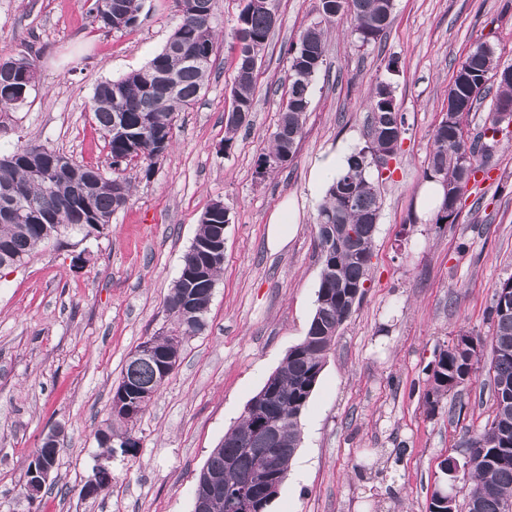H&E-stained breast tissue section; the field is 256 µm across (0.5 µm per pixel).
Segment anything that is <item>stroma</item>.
Instances as JSON below:
<instances>
[{
	"instance_id": "1",
	"label": "stroma",
	"mask_w": 512,
	"mask_h": 512,
	"mask_svg": "<svg viewBox=\"0 0 512 512\" xmlns=\"http://www.w3.org/2000/svg\"><path fill=\"white\" fill-rule=\"evenodd\" d=\"M243 0H217L216 67L194 106L178 114L173 144L151 176L132 175L129 203L103 233L62 236L17 268L0 269V512H193L197 476L250 399L307 333L319 283L315 217L324 187L315 165L365 146L370 96L390 83L405 118L380 179L382 207L365 294L340 328L301 416L302 441L267 512H427L450 480L444 458L492 411L484 394L490 353L472 385L429 407L439 354L458 336L489 340L495 289L512 278V126L502 127L489 178L460 196L455 223L421 217L434 131L448 110L457 65L479 42L512 65V0H395L380 43L361 47L350 21L323 23L324 64L303 136L285 166L260 173L288 93L287 49L322 23L319 0H277V24L258 60L255 110L232 147L235 28ZM86 0H0V57L33 59L27 101L0 116V150L47 145L108 168L89 110L96 85L143 67L179 22L173 0H144L140 23L108 31ZM296 199L302 218L280 251L266 242L272 212ZM230 211L224 269L196 335L131 426L140 446L105 455L112 392L129 356L168 330L165 300L202 214ZM61 429L57 463L37 500L27 467ZM110 485L87 498L98 464Z\"/></svg>"
}]
</instances>
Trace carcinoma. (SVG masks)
I'll use <instances>...</instances> for the list:
<instances>
[{
    "label": "carcinoma",
    "instance_id": "obj_1",
    "mask_svg": "<svg viewBox=\"0 0 512 512\" xmlns=\"http://www.w3.org/2000/svg\"><path fill=\"white\" fill-rule=\"evenodd\" d=\"M88 13L93 22L108 31L130 30L138 23L139 0H87ZM180 22L163 48L143 67L116 79L98 84L90 109L94 123L103 132L109 150L112 169L122 166L136 169L148 177L153 171L155 157L148 144H136L112 134V116L121 113L130 125L138 121L148 123L151 129L165 131L172 136L176 113L192 106L199 99L205 81L216 61V34L213 25H203L201 15L213 16L216 0H174ZM356 12L351 16V35L364 47L380 40L389 27L394 0H356ZM276 12L274 0H266V11L251 12L241 9L238 20L251 39L252 45H267L271 26L267 13ZM210 49L209 62L192 65L184 57L198 45ZM324 31L321 24L304 30L296 43L288 48V97L281 107L271 146L261 157V165L273 157L283 159L294 155L302 137L309 111L314 79L320 71L324 56ZM500 65L495 48L477 43L457 68L449 89H456L463 101L474 106L491 89H496L490 126L471 141L468 167L486 170L496 145L488 133L497 132L501 122L498 107L512 106V77L497 76ZM256 65L236 64L232 89L234 109L247 115L254 109ZM172 76L179 85V93L166 95L162 82ZM36 66L28 58H0V112L26 100L36 83ZM371 125L368 145L355 150L345 166L325 191L315 219L319 284L315 307L307 334L292 346L268 382L277 389V401L272 414L277 418V447L291 449L280 460L279 474L285 478L294 457L293 450L301 442L300 418L312 395L328 354L334 344L345 313L353 312L360 300L347 296V290L360 289L365 293L368 281L374 236L336 231L329 247H324L326 225L341 223L373 224L380 215L381 196L370 173L374 155L395 152L404 132V116L397 108L390 84L378 83L370 100ZM30 142H19L13 150L0 157V268H17L42 245L58 239L64 232L75 230L79 224H90L100 233L112 222V215L123 209L131 196V181L111 177L95 165L77 163L66 155L48 147L43 157L25 159ZM457 142V128L449 118L441 120L433 134L426 178L441 181L445 192L437 223H444L454 215L456 204L454 182L463 173ZM53 164V173L41 176L40 166ZM94 184L93 215H87L83 192ZM354 197L351 205L346 198ZM24 210L27 219L17 221L8 216L10 211ZM224 223V204L212 205L201 216L195 243L210 240L215 225ZM55 229L49 237L42 234L41 225ZM197 288L184 274L173 282L166 298L165 311L173 326L164 334L148 339L155 350L166 354H180L182 341L205 326L207 312L197 314L189 321L181 307L184 295ZM491 316L494 333L490 338L491 358L488 376L493 389L492 414L480 433L472 437L468 447L472 453V467L467 472L471 487L465 512H501V504L512 502V313H503L493 303ZM483 347L478 337H460V343L440 354L432 371L431 387L426 399L430 406L440 399L468 385L476 372ZM152 385L159 390L162 381L149 363L127 361L122 377L112 394V417L121 423H132L144 406L125 403L123 393L130 388ZM266 448L256 439V419L242 415L238 423L225 433L221 447L214 448L203 469L209 479L224 481V467L233 463L238 472L249 476L260 469Z\"/></svg>",
    "mask_w": 512,
    "mask_h": 512
}]
</instances>
